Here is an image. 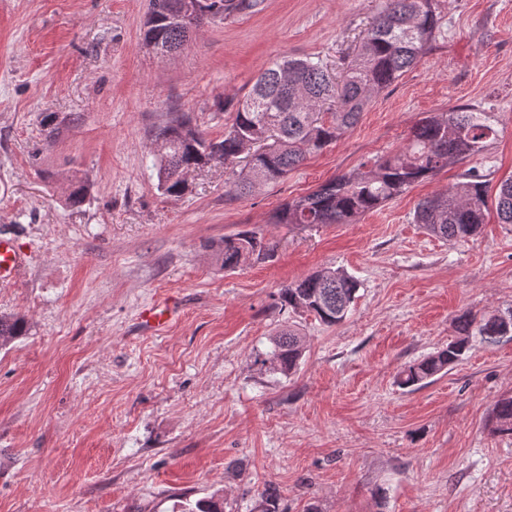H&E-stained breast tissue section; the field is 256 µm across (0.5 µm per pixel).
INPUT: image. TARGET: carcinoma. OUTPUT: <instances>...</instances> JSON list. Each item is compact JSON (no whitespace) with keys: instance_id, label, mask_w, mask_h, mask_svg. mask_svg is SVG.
<instances>
[{"instance_id":"1","label":"carcinoma","mask_w":512,"mask_h":512,"mask_svg":"<svg viewBox=\"0 0 512 512\" xmlns=\"http://www.w3.org/2000/svg\"><path fill=\"white\" fill-rule=\"evenodd\" d=\"M176 0H150L144 43L161 58L172 56L190 33L217 20L256 12L263 0H198L202 18L189 24L172 21ZM439 0H384L365 29L341 77L323 59L283 57L263 71L235 104V116L224 137L212 138L181 116L160 128L162 140L154 164L157 187L171 196L187 189L185 176L214 163L245 164L231 191L241 195L275 183L297 169L308 155L336 141L354 127L371 98L411 69L440 32ZM496 130L487 113L463 106L427 115L411 129L408 143L366 173L334 178L308 195L285 204L274 224H349L401 195L412 184L435 176L455 159L482 151ZM501 224H512V176L501 181L495 197ZM485 182L468 174L447 191L422 201L415 222L432 235L455 244L473 238L485 221ZM273 246L254 231L224 237L213 250L220 267L234 271L251 259L267 258ZM360 283L340 270L317 271L279 289L280 307L309 313L326 326L341 323L351 310ZM25 318L0 315V347L25 335ZM448 346L403 368L402 388L421 386L447 372L472 347L473 338L495 342L506 336L496 315L477 319L469 312L456 320ZM304 343L290 327L272 339L261 365L287 376L303 355ZM492 433L512 436V395L499 398L488 416ZM183 512H224L214 498H201Z\"/></svg>"}]
</instances>
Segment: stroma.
Instances as JSON below:
<instances>
[{
    "mask_svg": "<svg viewBox=\"0 0 512 512\" xmlns=\"http://www.w3.org/2000/svg\"><path fill=\"white\" fill-rule=\"evenodd\" d=\"M382 2L264 0L165 60L143 45L148 0H0V235L30 257L0 287V314L28 323L0 349V512H178L210 496L261 512L269 489L279 512H512V436L486 425L512 392V338L397 384L463 312L512 314V224L489 213L452 245L414 222L467 171L491 191L512 176V0H442V34L417 64L280 181L235 197L218 163L183 195L157 188L152 133L172 113L223 136L263 69L340 64ZM465 105L498 131L483 151L353 223H272L401 149L420 118ZM245 230L274 253L221 270L212 244ZM324 269L360 283L343 323L279 309L283 285ZM166 298L178 317L146 331L141 310ZM288 325L299 365L266 372L254 357Z\"/></svg>",
    "mask_w": 512,
    "mask_h": 512,
    "instance_id": "stroma-1",
    "label": "stroma"
}]
</instances>
